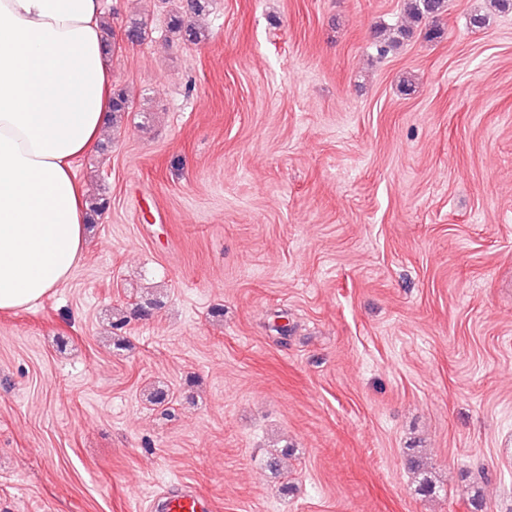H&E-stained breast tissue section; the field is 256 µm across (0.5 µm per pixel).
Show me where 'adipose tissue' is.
I'll use <instances>...</instances> for the list:
<instances>
[{
    "mask_svg": "<svg viewBox=\"0 0 512 512\" xmlns=\"http://www.w3.org/2000/svg\"><path fill=\"white\" fill-rule=\"evenodd\" d=\"M101 0H0V312L66 285L85 249L74 161L112 106Z\"/></svg>",
    "mask_w": 512,
    "mask_h": 512,
    "instance_id": "obj_1",
    "label": "adipose tissue"
}]
</instances>
